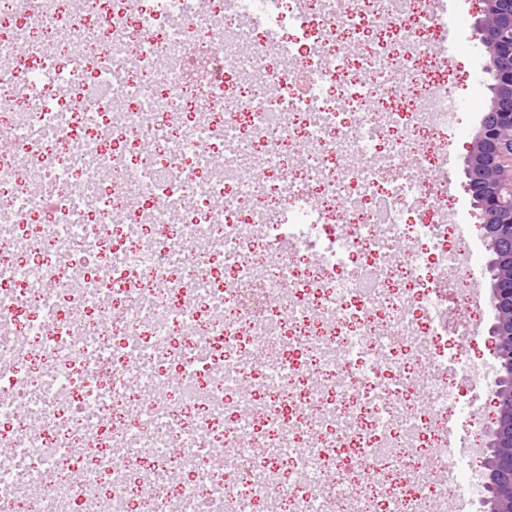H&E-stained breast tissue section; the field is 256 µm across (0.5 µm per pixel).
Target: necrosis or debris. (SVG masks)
I'll return each mask as SVG.
<instances>
[{"instance_id":"obj_1","label":"necrosis or debris","mask_w":512,"mask_h":512,"mask_svg":"<svg viewBox=\"0 0 512 512\" xmlns=\"http://www.w3.org/2000/svg\"><path fill=\"white\" fill-rule=\"evenodd\" d=\"M409 3L0 0V512H448L475 316Z\"/></svg>"}]
</instances>
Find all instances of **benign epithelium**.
I'll return each mask as SVG.
<instances>
[{
  "label": "benign epithelium",
  "mask_w": 512,
  "mask_h": 512,
  "mask_svg": "<svg viewBox=\"0 0 512 512\" xmlns=\"http://www.w3.org/2000/svg\"><path fill=\"white\" fill-rule=\"evenodd\" d=\"M473 38L489 53L490 105L465 161L492 258L490 334L500 362L499 413L482 455L489 512H512V0H483Z\"/></svg>",
  "instance_id": "1"
}]
</instances>
